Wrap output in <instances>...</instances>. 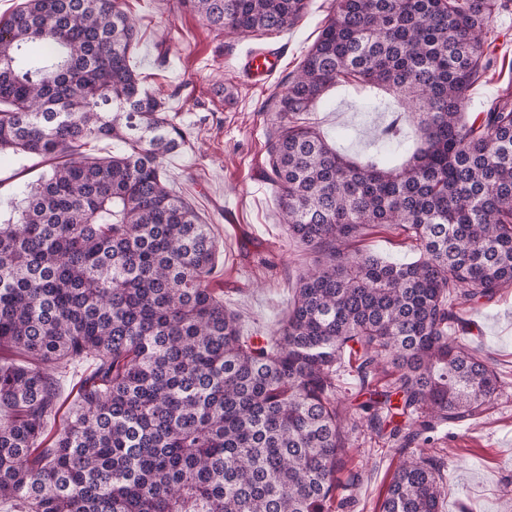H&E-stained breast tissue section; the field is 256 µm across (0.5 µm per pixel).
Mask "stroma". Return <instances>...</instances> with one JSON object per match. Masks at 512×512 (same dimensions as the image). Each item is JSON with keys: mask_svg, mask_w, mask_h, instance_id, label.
Returning a JSON list of instances; mask_svg holds the SVG:
<instances>
[{"mask_svg": "<svg viewBox=\"0 0 512 512\" xmlns=\"http://www.w3.org/2000/svg\"><path fill=\"white\" fill-rule=\"evenodd\" d=\"M136 22L132 64L174 113L186 144L165 161L170 185L189 200L219 245L214 288L238 317L246 336H267L287 317L298 277L315 256L292 240L280 222L278 189L266 177L275 98L317 39L333 0H309L291 30L237 35L211 26L180 0H120ZM494 67L467 93V115L485 111L512 84V13L493 23ZM281 48L280 69L251 84L238 60L249 49ZM391 95L365 99L339 86L305 116L339 152L361 158L381 144L384 106ZM52 166L29 155L0 157V220L12 202ZM383 260L409 263L419 252L398 230L377 226L358 243ZM458 341L491 363L504 381L490 409L465 427L434 433L442 450L448 493L441 512H512V288L491 302L459 312ZM391 443L367 429L353 436L345 467L363 482L354 503L332 512H378V501L398 464Z\"/></svg>", "mask_w": 512, "mask_h": 512, "instance_id": "35a3bbf8", "label": "stroma"}]
</instances>
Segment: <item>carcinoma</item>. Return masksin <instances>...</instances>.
Returning a JSON list of instances; mask_svg holds the SVG:
<instances>
[{"instance_id": "1", "label": "carcinoma", "mask_w": 512, "mask_h": 512, "mask_svg": "<svg viewBox=\"0 0 512 512\" xmlns=\"http://www.w3.org/2000/svg\"><path fill=\"white\" fill-rule=\"evenodd\" d=\"M308 0H183L222 30H287ZM512 0H336L276 102L267 176L318 255L288 317L241 336L212 288L218 245L169 188L184 135L131 59L119 0H20L0 19V156L55 160L0 221V500L15 512H332L355 409L402 460L379 512H440L434 432L478 418L498 373L452 336L512 288V86L466 118ZM413 118L402 163L354 161L299 121L337 85ZM100 139L125 149L92 159ZM398 229L419 259L350 249ZM92 359L61 426L59 378ZM348 363L366 400L337 397ZM392 369L380 388L377 376Z\"/></svg>"}]
</instances>
